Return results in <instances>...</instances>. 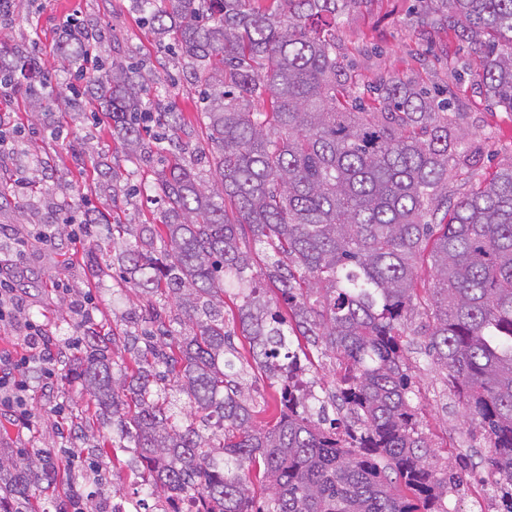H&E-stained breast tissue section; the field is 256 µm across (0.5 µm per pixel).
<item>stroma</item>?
Returning <instances> with one entry per match:
<instances>
[{
    "mask_svg": "<svg viewBox=\"0 0 512 512\" xmlns=\"http://www.w3.org/2000/svg\"><path fill=\"white\" fill-rule=\"evenodd\" d=\"M413 4L414 0H365L342 17L336 44L341 55L353 60L360 84H370L381 74L404 80L420 76L428 88L439 89L448 98L450 115L467 133L459 159L462 174L448 182V196L455 200L467 193L468 177H480L512 161V112L488 103L477 76L467 69L472 58L465 45L446 31L412 25ZM71 19L100 31L102 39L93 53L104 67L139 63L146 97L165 100L182 112L179 141L185 162L198 176L208 177L210 157L203 151L201 119L204 88L185 67L179 49L157 40L141 22L131 0H28L23 10L0 25V46L23 47L51 72L53 81H63L66 71L60 65L58 34ZM0 128L13 141L9 153L0 155V167L6 168L10 184L9 191L0 195V225H11L27 240L25 258L9 266L7 274L24 301L22 319L46 329L47 338L38 349L55 374L53 385L47 387L41 380L32 381L29 425L0 414V451L16 458L51 451L61 470L71 473L76 490L98 506L138 500L140 512H162L165 493L140 498L141 481L127 468L126 454L99 461L88 458L87 445L109 439V432L94 424L85 440L67 437L88 395L59 362V347L63 341L81 339L88 327L124 322L142 305L119 266L112 263L104 226H97L83 244L72 242L84 212L112 210L111 184L97 180L88 168L94 159L121 153L110 121L74 111L64 96L50 101L48 113L35 114L23 108L16 90L6 87L0 89ZM168 147L167 141H160L146 160L127 163L130 177L121 194L125 223L148 224L158 213L161 203L153 182ZM45 154L54 161L48 174L52 192L34 194L26 187L33 176L32 161ZM65 199L82 201L84 208L68 226L57 208ZM43 224L56 229L52 244H44L37 235ZM234 309V297H226L227 329L254 398V422L263 427L277 413L278 393L254 363L249 342L231 317ZM427 325L422 315L409 320L407 332L415 340L405 351V366L413 377V404L432 454L443 466L461 458L467 464L460 486L448 495V512H500L499 496L478 455L484 447L480 431L465 424L461 399L421 349L420 335Z\"/></svg>",
    "mask_w": 512,
    "mask_h": 512,
    "instance_id": "35a3bbf8",
    "label": "stroma"
}]
</instances>
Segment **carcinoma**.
Masks as SVG:
<instances>
[{
	"label": "carcinoma",
	"mask_w": 512,
	"mask_h": 512,
	"mask_svg": "<svg viewBox=\"0 0 512 512\" xmlns=\"http://www.w3.org/2000/svg\"><path fill=\"white\" fill-rule=\"evenodd\" d=\"M134 2L209 88L213 176L201 184L172 155L155 172L160 223L138 225L133 243L123 239L127 225L112 227L149 328L93 329L63 355L89 392L91 418L118 436L116 447L88 455H129L151 490L188 496L199 512H448L463 476L433 459L404 369V327L421 308L425 351L456 384L512 512V162L452 202L450 163L466 132L453 130L444 106L384 75L369 87L370 108L350 97L338 80L336 23L363 0ZM418 2V23L470 44L487 100L512 112V0ZM99 38L81 23L64 26V59L85 61ZM18 74L23 101L43 111L42 66L1 47L0 86ZM140 78L122 64L89 77L130 159L152 151L139 129ZM155 108L165 130H182V113ZM115 166L96 169L112 182L114 208ZM421 262L432 273L424 290ZM257 273L291 316L263 299ZM228 292L241 300L254 362L279 386V411L264 428L253 424L224 323ZM292 336L333 359L327 396L300 375ZM119 345L131 363L114 360ZM254 477L268 486L259 505ZM59 478L47 453L0 457V512H24Z\"/></svg>",
	"instance_id": "obj_1"
}]
</instances>
